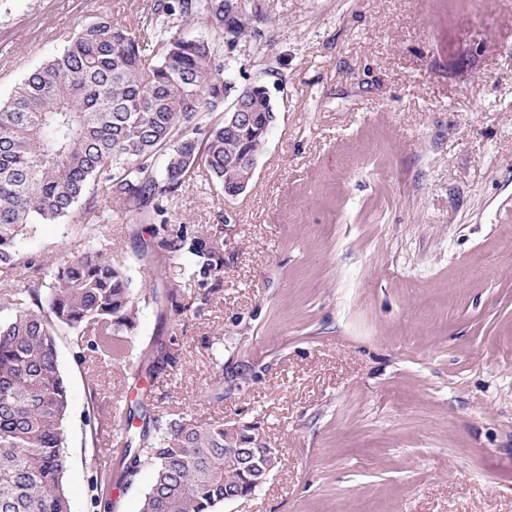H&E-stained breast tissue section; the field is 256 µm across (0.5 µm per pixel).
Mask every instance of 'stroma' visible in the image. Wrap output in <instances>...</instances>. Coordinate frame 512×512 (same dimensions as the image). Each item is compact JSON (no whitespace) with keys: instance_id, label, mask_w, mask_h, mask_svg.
<instances>
[{"instance_id":"35a3bbf8","label":"stroma","mask_w":512,"mask_h":512,"mask_svg":"<svg viewBox=\"0 0 512 512\" xmlns=\"http://www.w3.org/2000/svg\"><path fill=\"white\" fill-rule=\"evenodd\" d=\"M154 2L0 0V100L89 22L138 28ZM249 3L260 33L224 60L274 87L276 126L244 193L201 169L168 213L217 241V286L142 256L145 218L96 192L97 233L160 298L125 359L78 361L59 333L74 512L97 469L110 512H139L151 468L126 479L87 417L125 425L147 352L169 356L142 383L150 413L251 423L280 451L215 512H512V0ZM82 234L36 225L24 287Z\"/></svg>"}]
</instances>
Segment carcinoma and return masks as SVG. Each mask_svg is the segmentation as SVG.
<instances>
[{"instance_id": "carcinoma-1", "label": "carcinoma", "mask_w": 512, "mask_h": 512, "mask_svg": "<svg viewBox=\"0 0 512 512\" xmlns=\"http://www.w3.org/2000/svg\"><path fill=\"white\" fill-rule=\"evenodd\" d=\"M260 15L246 0H156L150 24L134 32L110 17L84 26L28 72L0 103V279L33 265L18 249L35 224L96 211L93 187L151 221L143 252L160 248L172 270L189 265L199 288L220 266L213 239L193 224H169L163 201L204 168L232 196L252 185L277 121L270 87L236 86L224 48L247 36ZM203 25L212 38L185 34ZM216 112H252V122L211 124ZM140 288L95 236L62 260L43 288L0 298V512H72L63 484L70 393L57 359L58 331L88 332L84 350L126 357ZM141 451L126 466L153 470L140 512H213L225 496L257 489L247 463L225 461L227 446L250 448L255 427L206 424L182 414L147 417Z\"/></svg>"}]
</instances>
